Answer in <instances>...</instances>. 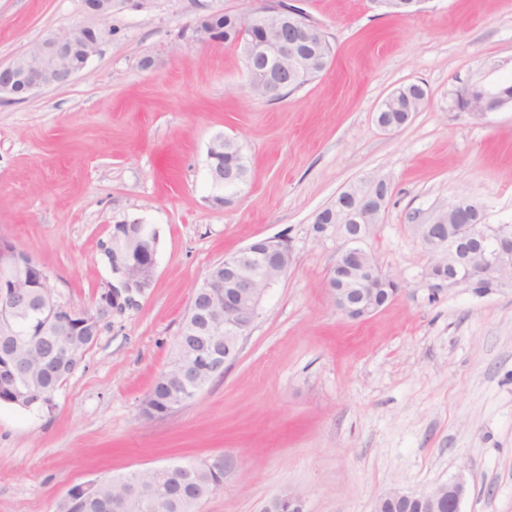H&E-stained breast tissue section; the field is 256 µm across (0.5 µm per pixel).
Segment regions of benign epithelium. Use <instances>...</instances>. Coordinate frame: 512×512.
Here are the masks:
<instances>
[{
	"mask_svg": "<svg viewBox=\"0 0 512 512\" xmlns=\"http://www.w3.org/2000/svg\"><path fill=\"white\" fill-rule=\"evenodd\" d=\"M126 0H94L86 6L92 17L103 21ZM242 20L252 26L255 35L245 48L252 74L262 83L264 97H280L300 83L307 70L322 60L306 50L311 36L306 14L298 9L277 8L265 4ZM107 35L103 27L74 25L51 31L31 44L6 65H0V95L24 98L54 84L66 85L87 68ZM509 104L500 88L484 87L481 96L467 98L462 110L483 118ZM215 189L240 184L238 173L224 170V177L210 174ZM385 181L372 179L361 186L343 191V202L331 213L326 224L315 225L316 238H335L342 250L326 278L328 295L336 310L351 321H363L380 310L377 296L382 290L401 291L398 281L385 273L363 244L376 218L384 211L386 195L380 190ZM448 206L455 211L452 222L438 217L418 225L416 232L429 255L425 276L441 286L476 289L486 283L500 288L512 285V226L509 224H470L468 217L483 216L481 204L467 195L454 197ZM159 233L150 224L133 221L115 224L105 256L118 285L102 292L91 313L98 324L125 309L133 295L152 287L156 275ZM292 259L291 245L282 239H258L213 265L193 292L187 318L190 328L209 336H221L224 352H213L208 360L221 373L239 350L260 314L267 292L287 274ZM35 281L44 291L28 295L21 284ZM51 309L59 314L60 323L77 318L81 309L59 302L52 293L49 276L32 258L15 262L4 258L0 249V356L6 360L0 378H15L7 360L11 357L17 334V319L30 308ZM55 371L76 355L77 347L67 337L65 328ZM468 493L463 477H456L420 493L391 489L376 501L374 512L387 507H403L416 512H462ZM141 494V483L128 479L118 496L112 499V512H122L128 498Z\"/></svg>",
	"mask_w": 512,
	"mask_h": 512,
	"instance_id": "7a95c632",
	"label": "benign epithelium"
}]
</instances>
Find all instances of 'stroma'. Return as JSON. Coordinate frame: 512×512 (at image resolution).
I'll use <instances>...</instances> for the list:
<instances>
[{
	"label": "stroma",
	"mask_w": 512,
	"mask_h": 512,
	"mask_svg": "<svg viewBox=\"0 0 512 512\" xmlns=\"http://www.w3.org/2000/svg\"><path fill=\"white\" fill-rule=\"evenodd\" d=\"M289 2L334 56L284 98L251 95L240 52L192 36L261 0H154L116 9L68 85L0 99V239L45 269L59 301L89 308L113 284V225L160 234L152 288L102 325L52 408L0 405V512H57L75 485L187 461L223 468L199 512H258L288 489L306 512H373L386 491L459 475L462 512H512V287L431 295L414 230L459 194L485 223L512 224V104L483 119L455 104L465 85L512 84V0H420L407 15L376 0ZM92 22L82 0H0V64ZM410 83L428 92L421 109L381 129L380 104ZM219 133L250 168L221 208L207 166ZM372 178L390 192L365 248L403 291L352 322L325 288L336 243L312 222ZM277 237L292 263L238 357L181 408L146 416L207 270Z\"/></svg>",
	"instance_id": "35a3bbf8"
}]
</instances>
